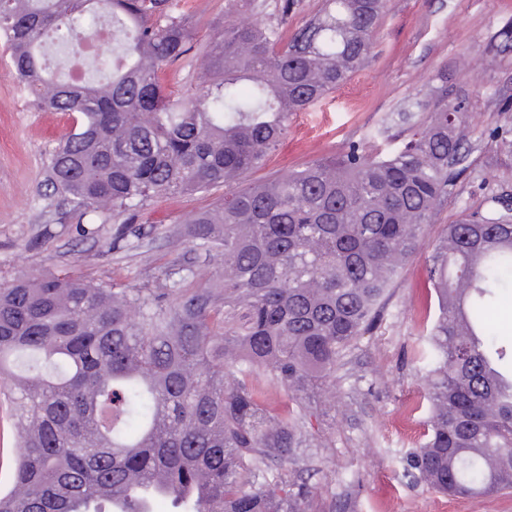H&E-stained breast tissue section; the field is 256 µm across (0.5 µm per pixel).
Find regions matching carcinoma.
Returning <instances> with one entry per match:
<instances>
[{"mask_svg":"<svg viewBox=\"0 0 512 512\" xmlns=\"http://www.w3.org/2000/svg\"><path fill=\"white\" fill-rule=\"evenodd\" d=\"M178 0H0V35L37 110L78 123L52 151L47 181L80 215L132 224L154 198L224 186V203L170 237L224 258L201 279L169 267L160 288H102L70 274L0 284V378L20 433L0 512H301L283 467L315 444V390L373 325L462 163L463 101H436L395 152L353 144L283 177L243 186L288 120L373 56L388 0H324L286 36L255 0H227L195 91L174 98L159 72L192 36ZM112 21L120 51L101 83L56 79L40 49L76 52L85 25ZM438 314L423 346L429 425L411 476L453 496L512 489V340L490 322L512 288V217L464 215L429 256ZM291 403L255 383L259 370Z\"/></svg>","mask_w":512,"mask_h":512,"instance_id":"1","label":"carcinoma"}]
</instances>
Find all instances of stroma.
I'll use <instances>...</instances> for the list:
<instances>
[{
  "label": "stroma",
  "mask_w": 512,
  "mask_h": 512,
  "mask_svg": "<svg viewBox=\"0 0 512 512\" xmlns=\"http://www.w3.org/2000/svg\"><path fill=\"white\" fill-rule=\"evenodd\" d=\"M193 23L189 51L160 75L167 91L191 93L204 73L212 30L226 0H182ZM512 0H390L371 62L340 89L294 115L288 134L245 183H262L353 143L369 156L397 147L410 122L424 121L436 95L465 99L473 133L470 155L454 167L448 194L416 254L383 299L374 327L352 342L329 382L335 409L306 420L316 446L288 466L289 494L312 493L303 512H512V490L491 497L443 495L414 480L406 459L427 432L425 364L418 351L436 312L427 288L428 257L449 224L512 200ZM0 37V282L21 274L71 272L101 287H138L164 267L189 263L203 278L224 268L220 257L177 245L166 231L224 197L223 188L158 198L136 225H101L83 236L77 213L47 184L52 149L73 129L71 115L42 112L10 66ZM140 228L113 249L117 232Z\"/></svg>",
  "instance_id": "obj_1"
}]
</instances>
